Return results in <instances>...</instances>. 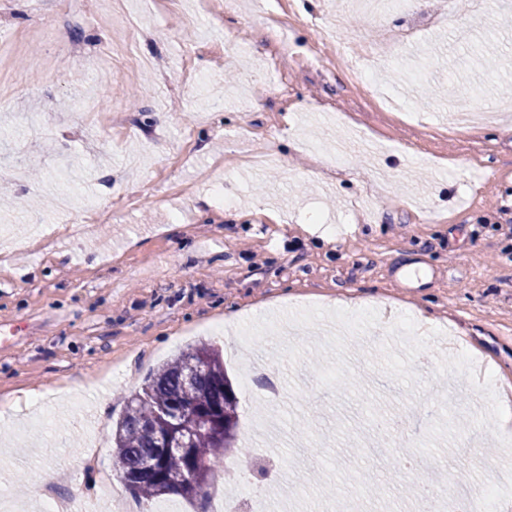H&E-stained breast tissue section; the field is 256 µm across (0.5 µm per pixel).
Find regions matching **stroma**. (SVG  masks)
<instances>
[{"label":"stroma","mask_w":512,"mask_h":512,"mask_svg":"<svg viewBox=\"0 0 512 512\" xmlns=\"http://www.w3.org/2000/svg\"><path fill=\"white\" fill-rule=\"evenodd\" d=\"M334 0H0V492L108 489L112 421L162 361L224 351L240 433L212 485L278 449L256 487L411 512L401 459L493 481L512 455L491 390L466 382L445 331L512 376V111L462 136L448 115L512 96V0H412L326 35ZM79 56H72V44ZM107 223L68 237L87 206ZM426 266L406 287L392 272ZM276 377L268 397L249 368ZM468 447H460V439ZM330 37L336 39L343 52L353 58L375 55L380 51V47L377 44L357 41L352 37L346 36L343 29H336V33H331Z\"/></svg>","instance_id":"stroma-1"}]
</instances>
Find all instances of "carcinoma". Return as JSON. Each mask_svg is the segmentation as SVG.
<instances>
[{"label":"carcinoma","instance_id":"carcinoma-1","mask_svg":"<svg viewBox=\"0 0 512 512\" xmlns=\"http://www.w3.org/2000/svg\"><path fill=\"white\" fill-rule=\"evenodd\" d=\"M186 408L209 417L211 426L194 435L186 453L163 451L160 437L170 418ZM238 423V398L223 356L201 343L163 364L128 401L112 427L113 468L137 499H202L212 474L239 441ZM192 459L200 467L188 484ZM151 461L154 474L140 476Z\"/></svg>","mask_w":512,"mask_h":512}]
</instances>
